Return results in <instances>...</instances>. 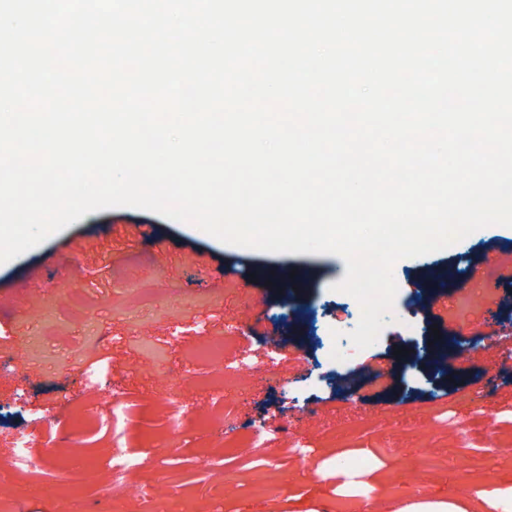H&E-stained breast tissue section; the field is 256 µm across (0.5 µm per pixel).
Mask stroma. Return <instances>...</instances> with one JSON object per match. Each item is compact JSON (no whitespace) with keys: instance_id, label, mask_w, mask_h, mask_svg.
<instances>
[{"instance_id":"obj_1","label":"stroma","mask_w":512,"mask_h":512,"mask_svg":"<svg viewBox=\"0 0 512 512\" xmlns=\"http://www.w3.org/2000/svg\"><path fill=\"white\" fill-rule=\"evenodd\" d=\"M492 247L512 251V227L397 261L382 339L329 377L331 330L361 317L330 289L346 273L340 255L229 245L132 207L86 214L0 263V463L18 436L52 461L49 473L0 483V512H102L115 441L140 461L127 483L157 493L120 497L119 512H269L278 499L329 498L336 475L317 470L336 457L370 460L400 498L512 486V282L488 293L470 272ZM274 269L294 272L297 289L270 284ZM427 272L432 303L417 288ZM435 330L454 340L443 377L403 356ZM219 344L226 366L247 357L270 370L267 383L210 386L204 353ZM175 372L187 381L169 402ZM118 396L133 415L114 409ZM218 396L237 411L220 432L209 419ZM250 433L264 461L238 448ZM86 457L97 464L79 471Z\"/></svg>"}]
</instances>
